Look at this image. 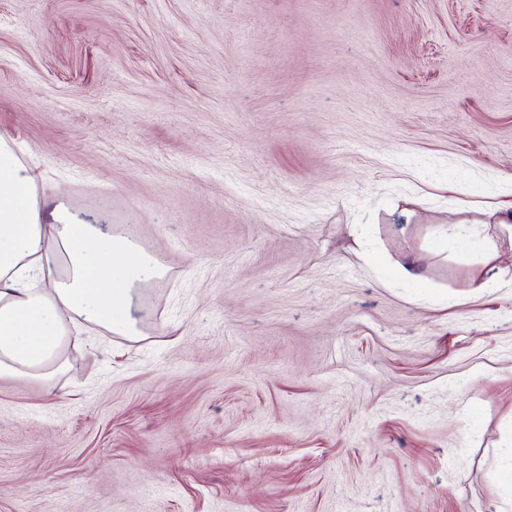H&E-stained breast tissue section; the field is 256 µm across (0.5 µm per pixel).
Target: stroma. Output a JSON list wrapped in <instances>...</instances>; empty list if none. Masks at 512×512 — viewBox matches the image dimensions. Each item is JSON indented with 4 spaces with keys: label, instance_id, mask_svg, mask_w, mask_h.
Listing matches in <instances>:
<instances>
[{
    "label": "stroma",
    "instance_id": "1",
    "mask_svg": "<svg viewBox=\"0 0 512 512\" xmlns=\"http://www.w3.org/2000/svg\"><path fill=\"white\" fill-rule=\"evenodd\" d=\"M0 136L165 270L0 512H512V0H0Z\"/></svg>",
    "mask_w": 512,
    "mask_h": 512
}]
</instances>
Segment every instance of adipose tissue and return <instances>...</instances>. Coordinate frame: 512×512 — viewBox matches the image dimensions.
<instances>
[{
    "label": "adipose tissue",
    "mask_w": 512,
    "mask_h": 512,
    "mask_svg": "<svg viewBox=\"0 0 512 512\" xmlns=\"http://www.w3.org/2000/svg\"><path fill=\"white\" fill-rule=\"evenodd\" d=\"M162 273L130 237L40 205L34 170L0 138V379L50 385L64 309L137 335L131 291Z\"/></svg>",
    "instance_id": "adipose-tissue-1"
}]
</instances>
